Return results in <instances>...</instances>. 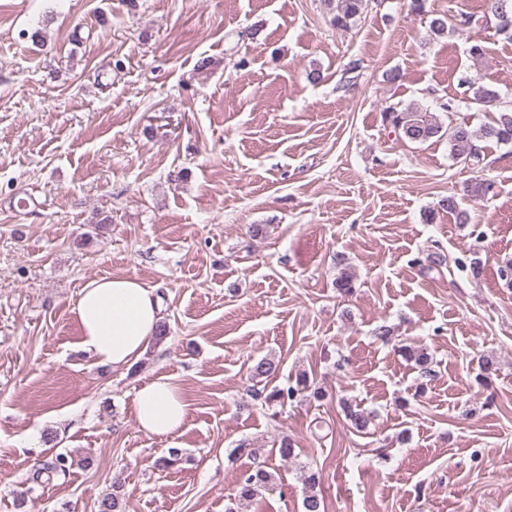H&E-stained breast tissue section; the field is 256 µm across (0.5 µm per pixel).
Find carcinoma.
<instances>
[{
  "label": "carcinoma",
  "mask_w": 512,
  "mask_h": 512,
  "mask_svg": "<svg viewBox=\"0 0 512 512\" xmlns=\"http://www.w3.org/2000/svg\"><path fill=\"white\" fill-rule=\"evenodd\" d=\"M331 14L330 22L338 29H347L366 8L367 0H325ZM457 26L466 27L476 32L491 26L495 33L512 40V0H484L481 14L460 12L453 16ZM462 92L460 97H451L443 105L447 112H454L460 105H476L481 110L489 107L495 108L489 121L474 128L467 122H460L448 128L443 127L433 113L416 104L405 107L389 106L383 111V122L390 126L394 132L410 142L423 144L432 139L448 137L449 155L456 163L476 168L486 159L485 144L493 142L498 145H512V105H506L501 100L499 92L470 78L459 82ZM400 352L407 361L423 376L432 373L433 360L423 347L403 345ZM279 363L270 358H262L252 367L253 379L260 383L262 379L276 374ZM309 390L306 380L297 381V385L286 388H276L267 396L269 400L283 402L291 400L296 395ZM342 408L346 419L354 429L365 432L368 429L369 416L357 406L342 401ZM73 460L65 454H58L48 464L44 471L58 476H66ZM42 471V472H44ZM42 472L33 476V481L41 479ZM309 492L304 497L302 507L304 512H325V502L314 491L319 483V474L308 470L305 474ZM271 476L261 467L243 476L234 495V501H250L262 491L270 487Z\"/></svg>",
  "instance_id": "obj_1"
}]
</instances>
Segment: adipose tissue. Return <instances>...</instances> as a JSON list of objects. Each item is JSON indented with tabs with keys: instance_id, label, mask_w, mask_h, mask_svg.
<instances>
[{
	"instance_id": "adipose-tissue-1",
	"label": "adipose tissue",
	"mask_w": 512,
	"mask_h": 512,
	"mask_svg": "<svg viewBox=\"0 0 512 512\" xmlns=\"http://www.w3.org/2000/svg\"><path fill=\"white\" fill-rule=\"evenodd\" d=\"M71 312L80 328V348L100 364L129 368L156 343L159 300L138 278L89 280L79 290ZM133 408L140 430L155 437L173 435L187 415L178 385L163 375L136 390Z\"/></svg>"
}]
</instances>
